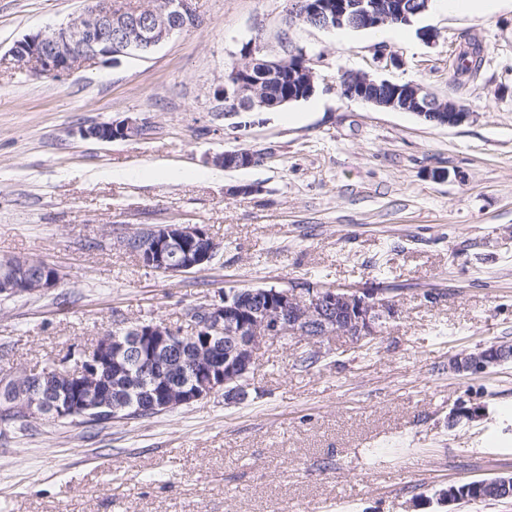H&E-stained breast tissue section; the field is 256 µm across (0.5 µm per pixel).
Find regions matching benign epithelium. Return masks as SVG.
<instances>
[{
  "instance_id": "1",
  "label": "benign epithelium",
  "mask_w": 512,
  "mask_h": 512,
  "mask_svg": "<svg viewBox=\"0 0 512 512\" xmlns=\"http://www.w3.org/2000/svg\"><path fill=\"white\" fill-rule=\"evenodd\" d=\"M431 0H415L406 11L399 0H305L303 16L315 27L376 28L397 20L412 23L429 10ZM160 7L144 17L112 8V0H95L78 17L51 31H40L17 41L10 50L20 69L35 67L41 75L60 79L87 61L110 62L117 56L134 57L151 52L173 34L194 22L189 0H156ZM283 59L266 60V76L288 80L310 96L316 73L305 60L284 70ZM223 99L246 112H261L266 90L241 77L223 87ZM375 106L402 109L420 117L436 116L443 126L455 127L469 116L453 102L438 101L422 85L396 86L388 101L369 99ZM146 125L138 118L104 122L83 130L86 138L101 142L143 137ZM216 167L232 169L250 164L238 150L210 157ZM208 233L198 224H162L143 228L122 239L120 245L136 253L147 267L166 276L199 271L210 264L216 250ZM60 273H50L39 259L0 260V297L47 291L59 285ZM394 314L393 304L379 297L377 288H335L310 285L272 292L237 291L194 311V332L183 335L162 321H150L102 337L74 365L66 363L26 376L15 384L11 402L30 418L56 422L99 418L109 422L127 419L128 397L118 394L103 401L96 389L99 368L112 364L115 377H129L138 370L158 390L147 407L170 411L202 401L220 391L227 399L244 397L243 381L269 339L287 335L321 338L343 335L364 341L380 335L383 321ZM512 358V349L494 345L465 354L453 362L463 372H484ZM78 381L75 398L58 396L54 374ZM509 480L481 483L483 496L505 493Z\"/></svg>"
}]
</instances>
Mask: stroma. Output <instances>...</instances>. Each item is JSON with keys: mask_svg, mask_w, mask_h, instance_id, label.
<instances>
[{"mask_svg": "<svg viewBox=\"0 0 512 512\" xmlns=\"http://www.w3.org/2000/svg\"><path fill=\"white\" fill-rule=\"evenodd\" d=\"M86 0H0V257L59 269L57 288L0 298V377L80 356L151 320L191 333L228 290L309 279L375 287L397 312L374 349L342 335L267 341L244 400L223 394L156 416L0 424V512H446L451 484L512 475V0L491 16L433 0L400 36L289 25L288 0H190L188 26L142 57L53 79L15 69L25 36ZM437 33L423 42L418 27ZM482 49L459 85L463 41ZM305 52L309 98L228 118L216 91L248 43ZM416 81L470 117L440 126L344 97L343 73ZM128 116L139 140L90 125ZM248 150L247 168L211 154ZM198 224L221 250L166 276L122 238ZM313 353L308 369L295 359ZM146 125L138 118L126 117L120 121L104 122L83 130L86 138L101 142L135 140L143 137ZM476 353L465 354L458 357L453 362V367L457 371L463 372H484L489 368L495 367L512 357L510 347L494 345L485 347Z\"/></svg>", "mask_w": 512, "mask_h": 512, "instance_id": "1", "label": "stroma"}]
</instances>
